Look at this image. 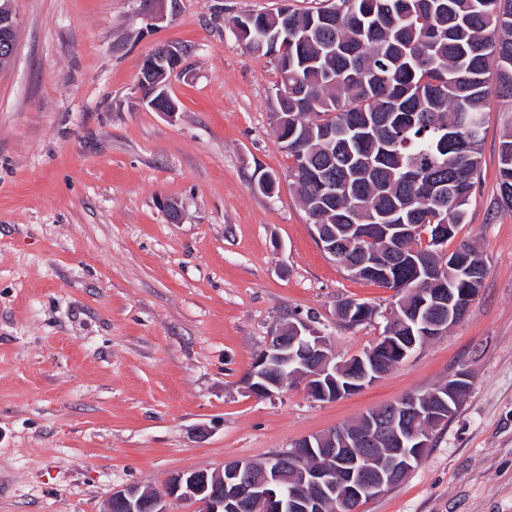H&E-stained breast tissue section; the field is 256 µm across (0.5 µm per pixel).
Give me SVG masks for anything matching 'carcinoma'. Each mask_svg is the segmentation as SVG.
I'll return each mask as SVG.
<instances>
[{"label":"carcinoma","instance_id":"cac0c4a2","mask_svg":"<svg viewBox=\"0 0 512 512\" xmlns=\"http://www.w3.org/2000/svg\"><path fill=\"white\" fill-rule=\"evenodd\" d=\"M300 13L236 18V37L273 56L280 82L273 111L288 118L289 177L308 216L366 239L345 251L357 262L382 247L383 224L416 225L418 254L444 263L448 287L486 275L469 243L437 255L435 225L465 223L479 178L483 106L491 94L512 100V7L502 0H325ZM495 70L497 84L488 75ZM500 192L512 209V132L500 144ZM336 194L315 204L311 177ZM359 279L408 291L429 287L413 266L370 265Z\"/></svg>","mask_w":512,"mask_h":512}]
</instances>
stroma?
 <instances>
[{
	"label": "stroma",
	"instance_id": "obj_1",
	"mask_svg": "<svg viewBox=\"0 0 512 512\" xmlns=\"http://www.w3.org/2000/svg\"><path fill=\"white\" fill-rule=\"evenodd\" d=\"M286 1L318 5L182 0L152 29L138 0H15L16 52L0 69V512H104L112 490L265 459L463 371L455 414L362 512H512V209L499 181L512 100H486L480 175L447 244L486 259L463 319L334 401L299 383L247 389L279 322L312 319L345 360L378 342L398 299L324 254L290 185L280 74L233 30ZM161 44L188 53V74L167 80L171 118L136 93ZM266 171L271 198L255 188ZM348 299L378 316L347 325Z\"/></svg>",
	"mask_w": 512,
	"mask_h": 512
}]
</instances>
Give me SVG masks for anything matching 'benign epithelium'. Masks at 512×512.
Here are the masks:
<instances>
[{
  "instance_id": "obj_1",
  "label": "benign epithelium",
  "mask_w": 512,
  "mask_h": 512,
  "mask_svg": "<svg viewBox=\"0 0 512 512\" xmlns=\"http://www.w3.org/2000/svg\"><path fill=\"white\" fill-rule=\"evenodd\" d=\"M180 0H140L147 22L156 26L176 16ZM18 18L13 0H0V60L9 62L14 56ZM183 62L182 50L162 45L144 61L137 91L142 102L156 108L147 94L146 78L157 72L176 71ZM313 234L324 253L333 260L341 259L336 244L325 233L324 226L314 225ZM385 245L376 252L370 264L381 268L394 265L411 252L407 242L412 234L408 224L382 227ZM434 292L416 289L415 298L403 299L386 312L390 321L405 312L419 327L427 342L448 331L465 315L454 289L440 281ZM417 346L414 337L393 335L386 329L380 343L364 356L346 364L338 363L329 349V340L311 321L296 318L274 327L268 341L255 357L247 377V388L256 396H272L285 384L282 374L299 378L309 396L316 400L336 399V379L347 382L346 388L357 390L389 370L388 357L394 350L400 356L411 354ZM460 375L448 381L440 393L410 394L389 404L384 410L361 417L354 426L305 437L284 452L286 463L271 459L256 462L242 458L224 464L212 473L206 470H183L171 475L165 493L132 485L114 489L105 500L104 512H171L173 501L194 506V512H283V496L294 512H357L359 503L382 494L403 478L413 467L417 451L429 446V429L447 421L451 402L461 386ZM387 443L382 454H372L370 446Z\"/></svg>"
}]
</instances>
